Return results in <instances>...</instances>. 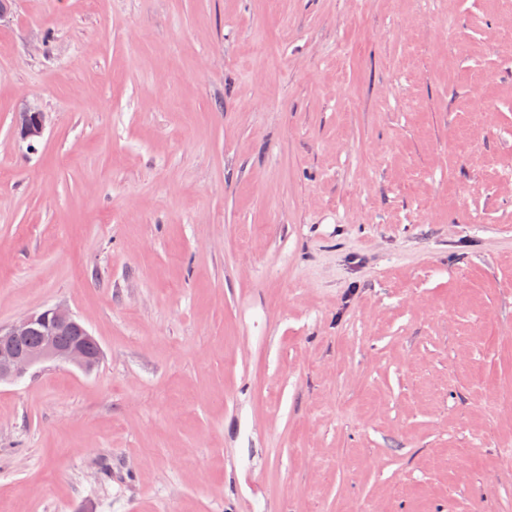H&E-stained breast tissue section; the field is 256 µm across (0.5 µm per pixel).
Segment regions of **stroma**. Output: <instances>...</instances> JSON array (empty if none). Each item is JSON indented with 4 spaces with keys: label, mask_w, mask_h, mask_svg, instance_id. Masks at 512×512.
<instances>
[{
    "label": "stroma",
    "mask_w": 512,
    "mask_h": 512,
    "mask_svg": "<svg viewBox=\"0 0 512 512\" xmlns=\"http://www.w3.org/2000/svg\"><path fill=\"white\" fill-rule=\"evenodd\" d=\"M57 304L0 512H512V0H13L0 325ZM46 123L47 115L39 109L26 108L18 113V131L23 140L33 141L42 137Z\"/></svg>",
    "instance_id": "stroma-1"
}]
</instances>
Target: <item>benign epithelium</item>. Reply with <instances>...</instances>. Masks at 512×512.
Segmentation results:
<instances>
[{"instance_id": "obj_1", "label": "benign epithelium", "mask_w": 512, "mask_h": 512, "mask_svg": "<svg viewBox=\"0 0 512 512\" xmlns=\"http://www.w3.org/2000/svg\"><path fill=\"white\" fill-rule=\"evenodd\" d=\"M46 123V113L36 108H27L18 113V131L23 140L33 141L42 137ZM74 328L81 333L79 339L65 348L58 345L55 337ZM34 332L43 336L42 342L25 353L17 352L14 348L16 340ZM91 340L93 336L86 327L61 305L28 313L7 326L0 325V382L16 380L33 366L46 361L89 370L96 363L85 346Z\"/></svg>"}]
</instances>
